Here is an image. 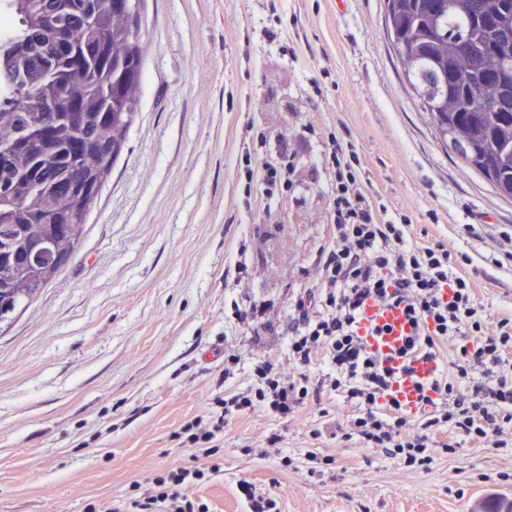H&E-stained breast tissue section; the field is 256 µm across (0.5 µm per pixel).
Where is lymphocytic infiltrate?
Segmentation results:
<instances>
[{
    "label": "lymphocytic infiltrate",
    "instance_id": "f902f5d3",
    "mask_svg": "<svg viewBox=\"0 0 512 512\" xmlns=\"http://www.w3.org/2000/svg\"><path fill=\"white\" fill-rule=\"evenodd\" d=\"M333 172L330 229L317 281L290 303L291 372L257 361L250 388L214 397L207 415L185 421L177 436L209 465L179 466L155 476L149 487L132 482L112 503L88 512H205L187 490L218 473L214 461L227 416L258 410L285 419L328 387L352 407L341 437L409 467L430 471L435 459L461 444L512 446V314L489 324L461 258L442 242L416 245L407 224L384 220L361 189L359 157L331 138ZM370 305L402 308L414 331L403 349L407 361L440 363L435 379L419 388L417 410L392 393L395 373L365 344L363 312ZM327 365L322 378L309 367Z\"/></svg>",
    "mask_w": 512,
    "mask_h": 512
}]
</instances>
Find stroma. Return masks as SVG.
<instances>
[{
  "label": "stroma",
  "mask_w": 512,
  "mask_h": 512,
  "mask_svg": "<svg viewBox=\"0 0 512 512\" xmlns=\"http://www.w3.org/2000/svg\"><path fill=\"white\" fill-rule=\"evenodd\" d=\"M140 11L141 105L123 151L73 259L0 328V512H85L191 463L174 436L184 421L248 388L256 360L288 369V299L312 285L330 239L329 133L353 146L372 201L406 218L414 242L468 256L488 316L512 309V200L436 138L387 37L385 0H142ZM284 160L290 190H249L245 169ZM348 411L325 390L288 420L227 418L221 470L190 496L246 512L248 480L278 512H476L512 498V447L465 446L426 473L334 438ZM271 433L280 446L254 451ZM309 450L332 463L311 468Z\"/></svg>",
  "instance_id": "obj_1"
}]
</instances>
